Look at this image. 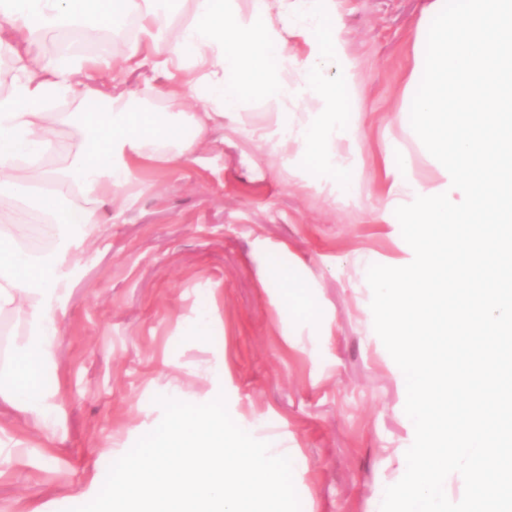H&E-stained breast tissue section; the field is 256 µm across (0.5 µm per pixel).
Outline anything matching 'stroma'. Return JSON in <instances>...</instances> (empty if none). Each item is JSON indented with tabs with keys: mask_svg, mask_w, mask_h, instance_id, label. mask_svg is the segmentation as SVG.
Returning a JSON list of instances; mask_svg holds the SVG:
<instances>
[{
	"mask_svg": "<svg viewBox=\"0 0 512 512\" xmlns=\"http://www.w3.org/2000/svg\"><path fill=\"white\" fill-rule=\"evenodd\" d=\"M433 0H334L360 88L354 166L360 193L330 201L301 186V163L256 146L248 129L272 114L256 97L235 121L213 126L186 164L154 163L147 188L112 205L111 222L80 257L56 305L59 332L42 372L47 420L14 407L0 381V512H69L100 491L110 464L162 418L156 396L186 402L224 394L232 419L255 438L297 449L301 512H380L404 475L415 432L406 389L373 326L370 265L406 264L414 253L396 224L372 212L387 202V155L441 184L406 125L404 90L433 19ZM152 83L148 105L198 112L196 97L167 94L146 70L94 80L101 97ZM305 287L312 314L275 305L268 253ZM216 291L209 343L186 336L195 300ZM331 335H320L321 326Z\"/></svg>",
	"mask_w": 512,
	"mask_h": 512,
	"instance_id": "obj_1",
	"label": "stroma"
}]
</instances>
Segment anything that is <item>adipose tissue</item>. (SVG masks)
Listing matches in <instances>:
<instances>
[{"mask_svg":"<svg viewBox=\"0 0 512 512\" xmlns=\"http://www.w3.org/2000/svg\"><path fill=\"white\" fill-rule=\"evenodd\" d=\"M181 0H0V58L16 67L10 88L0 94V198L19 212L47 214L61 246L33 256L20 246V221L0 225V309L24 314L25 337L14 343L0 375L12 381V398L26 410H47L41 366L58 334L55 303L67 288L70 267L98 231L100 211L117 196L144 190L141 164L184 163L212 125L237 116L244 100L265 99L273 114L257 139L278 149L295 148L319 175L316 188L328 197L356 194L352 159L358 90L351 77L336 16L317 0H193L194 18L177 35L165 21ZM135 24L124 65L151 66L177 82V93H208L203 111L158 112L125 94L112 96L104 111L86 104L95 89L79 73L106 65L105 57L70 54L43 61L19 49L18 36L75 25L86 38L105 29L122 32ZM345 73L330 83L326 61ZM192 123L193 139L182 129ZM72 126L79 151L62 167L56 130Z\"/></svg>","mask_w":512,"mask_h":512,"instance_id":"obj_1","label":"adipose tissue"}]
</instances>
